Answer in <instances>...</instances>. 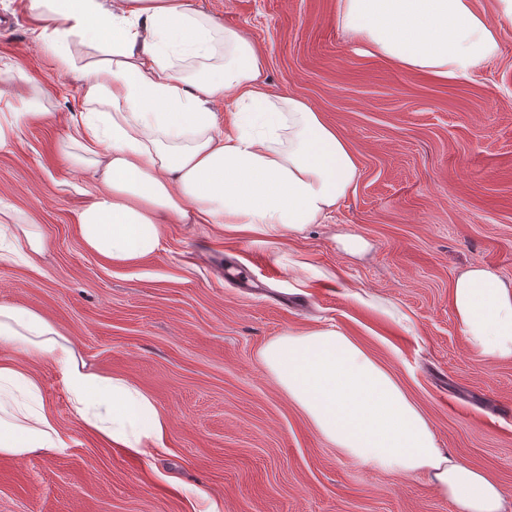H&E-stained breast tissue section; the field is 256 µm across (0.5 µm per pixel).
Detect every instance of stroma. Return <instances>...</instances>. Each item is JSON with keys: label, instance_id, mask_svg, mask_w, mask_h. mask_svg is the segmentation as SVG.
I'll list each match as a JSON object with an SVG mask.
<instances>
[{"label": "stroma", "instance_id": "1", "mask_svg": "<svg viewBox=\"0 0 512 512\" xmlns=\"http://www.w3.org/2000/svg\"><path fill=\"white\" fill-rule=\"evenodd\" d=\"M189 3L250 37L267 91L313 105L358 180L285 241L168 224L154 255L105 262L78 233L95 180L62 157L81 83L43 49L29 0H0V80L43 114L0 150V209L43 239L0 261V305L40 313L86 369L127 379L169 420L163 448L129 455L76 417L53 358L0 342L69 439L53 456H0V512H454L425 477L336 448L259 362L277 336L325 325L394 373L439 448L512 497V361L471 351L450 306L469 267L512 279V23L495 57L443 81L356 53L336 0Z\"/></svg>", "mask_w": 512, "mask_h": 512}]
</instances>
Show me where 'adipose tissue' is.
Instances as JSON below:
<instances>
[{
	"label": "adipose tissue",
	"instance_id": "adipose-tissue-1",
	"mask_svg": "<svg viewBox=\"0 0 512 512\" xmlns=\"http://www.w3.org/2000/svg\"><path fill=\"white\" fill-rule=\"evenodd\" d=\"M474 0H336L337 20L362 54L439 79L472 74L499 51L498 24ZM44 47L83 81V108L64 158L98 184L80 214L82 245L115 266L156 253L166 224H215L279 240L321 224L355 187L346 139L294 95L265 90V59L241 30L219 28L187 0H30ZM104 52L77 66L74 46ZM232 109L217 126L212 104ZM33 117L0 89V149ZM451 309L468 347L512 361V279L486 268L459 274ZM0 341L51 356L78 419L114 446H162L167 417L125 379L89 372L38 312L0 306ZM260 363L314 428L364 464L425 474L455 512H505L507 493L486 472L439 448L431 425L394 375L337 328L287 332ZM67 443L40 387L0 364V456L46 455Z\"/></svg>",
	"mask_w": 512,
	"mask_h": 512
}]
</instances>
